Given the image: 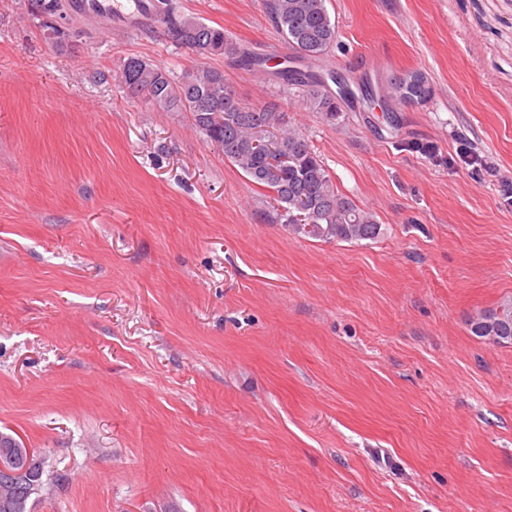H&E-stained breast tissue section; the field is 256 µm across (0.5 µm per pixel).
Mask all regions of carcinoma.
<instances>
[{
  "mask_svg": "<svg viewBox=\"0 0 512 512\" xmlns=\"http://www.w3.org/2000/svg\"><path fill=\"white\" fill-rule=\"evenodd\" d=\"M72 8L70 0H40L39 14L51 19ZM156 13L166 23L168 39L201 58L230 57L238 65L263 70V59L230 38L224 29L196 17L176 13L172 0H158ZM269 21L281 34L291 59L299 63L322 60L337 38L336 21L326 0H267ZM285 92L297 90L313 110L329 121L340 108L325 77L311 69L287 66L276 72ZM120 79L131 98L143 96L164 112H188L193 124L224 151L253 184L271 193L268 217L294 237L325 242L374 240L381 234L374 211L359 207L339 192L320 156L305 137L288 125L286 113L269 102L251 107L229 88L224 71L197 67L174 78L162 67L138 57L123 61ZM434 95L429 77L420 70L403 71L386 81L380 102L426 104ZM473 335L497 344H512V299L469 321ZM15 438L0 433V458L13 461L0 468V512H33V495L43 486L42 474L25 473L27 454L12 447Z\"/></svg>",
  "mask_w": 512,
  "mask_h": 512,
  "instance_id": "carcinoma-1",
  "label": "carcinoma"
}]
</instances>
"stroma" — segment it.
<instances>
[{
    "instance_id": "1",
    "label": "stroma",
    "mask_w": 512,
    "mask_h": 512,
    "mask_svg": "<svg viewBox=\"0 0 512 512\" xmlns=\"http://www.w3.org/2000/svg\"><path fill=\"white\" fill-rule=\"evenodd\" d=\"M267 60L86 17L60 46L0 0V431L46 459L34 512H512V0H327L351 81L419 69L424 105L279 93L264 0H173ZM223 70L278 102L376 240L296 238L123 60ZM502 308L504 318L498 314ZM474 336L486 338L497 344H512V299L501 301L495 308L478 314L469 321Z\"/></svg>"
}]
</instances>
